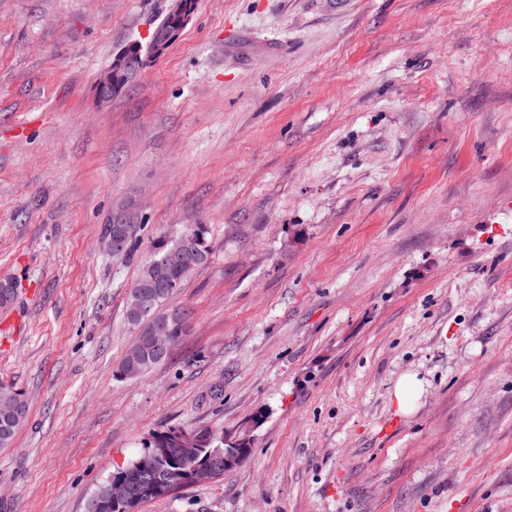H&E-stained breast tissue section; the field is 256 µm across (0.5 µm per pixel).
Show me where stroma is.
Instances as JSON below:
<instances>
[{
	"mask_svg": "<svg viewBox=\"0 0 512 512\" xmlns=\"http://www.w3.org/2000/svg\"><path fill=\"white\" fill-rule=\"evenodd\" d=\"M171 5L0 0V384L29 405L0 512H86L171 426L250 453L142 512H512V0H198L100 104ZM189 224L185 333L117 378ZM183 0H176L170 8L168 15L149 34V41L144 48L140 41H133L117 52L108 69L103 71L96 80V97L99 102L106 103L121 92L125 76L132 72L144 56L153 57L161 55L175 40L177 35L192 19L194 12H190ZM177 19L178 28L175 30L163 27L173 26ZM116 225L115 230H112L113 224H108L107 232L112 231V235L107 233L106 246L112 252H121L126 244V232L130 231L134 224V214L129 210H119L113 214L112 222ZM207 233L208 231L204 224H194L175 237L162 238L155 243L150 260H147L142 265L130 289L145 285L149 282L152 277L151 263L155 268L151 288L166 289L157 297L153 309L154 294L152 292L137 290L131 294L129 293L126 306L127 321L129 322L130 320L136 326L138 337L136 336L137 340L135 339L137 342L136 346H133L134 341L127 349L118 365L117 375L119 377H137L147 373L168 357L172 347L185 333L184 320L186 321V314L178 311L166 312L163 311L162 307L163 303L169 299L175 291L168 289L173 287L170 274L171 270L175 266L185 263L188 258L195 253V249L190 242L180 251H171L181 247L183 242L194 239L199 250L205 253V255L200 254L198 260L194 258L190 260L192 267L184 266L173 269L172 277L177 283V288H182L185 281L194 272L205 266L209 260L211 245L207 239ZM166 254H168L166 259L159 261ZM151 311L156 321L166 324V345L162 351L156 355L154 354L153 344L149 336H156L158 339L163 340L165 326L162 323H154L150 318H147ZM145 330H147L149 336H140Z\"/></svg>",
	"mask_w": 512,
	"mask_h": 512,
	"instance_id": "stroma-1",
	"label": "stroma"
}]
</instances>
